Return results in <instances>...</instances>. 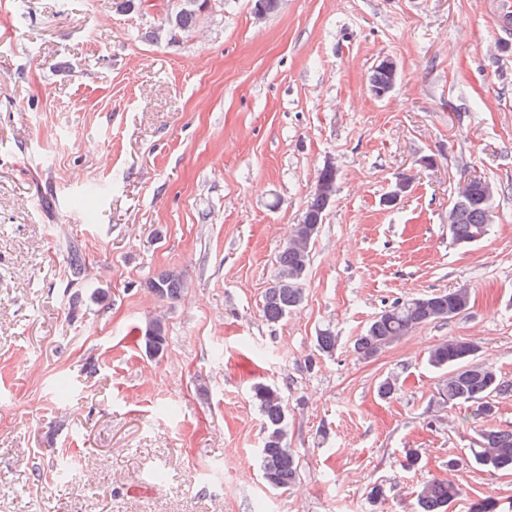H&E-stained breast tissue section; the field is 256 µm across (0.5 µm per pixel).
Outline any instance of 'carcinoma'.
I'll return each mask as SVG.
<instances>
[{
    "instance_id": "1",
    "label": "carcinoma",
    "mask_w": 512,
    "mask_h": 512,
    "mask_svg": "<svg viewBox=\"0 0 512 512\" xmlns=\"http://www.w3.org/2000/svg\"><path fill=\"white\" fill-rule=\"evenodd\" d=\"M207 0H179V5L167 16L171 29L180 33L194 30L198 16ZM395 76L381 60L372 69L368 86L389 89ZM336 168L323 167L317 174L300 223L294 226L288 241L280 251L277 267L263 295L262 315L269 323H278L295 310L304 299V285L311 261L312 245L324 218L336 198ZM495 195L485 193L481 180L473 179L458 190L449 208L455 213L448 225L451 239L468 246L483 239L493 218ZM71 276H86L82 252L69 250ZM186 287L183 275L169 269L160 272L150 282L153 292L164 299H178ZM471 293L467 288L396 300L374 317L367 329L354 341V351L363 359L373 358L401 338L431 322H449L469 310ZM141 345L149 357L163 353L167 344V329L159 318H152L141 328ZM480 346L473 340L450 338L436 344L428 353L429 364L446 372L439 389L443 404L450 407L478 404V410L490 416L495 413L494 400L512 396V385L503 381L497 371L479 360ZM251 400L262 419L263 440L259 449L260 468L266 484L275 490L292 489L299 476V462L288 445V407L285 396L276 387L257 383L251 388ZM474 462L487 472L512 471V428H485L478 433L476 447L471 449ZM456 462L448 461V475L422 484L416 493L417 512H447L448 506L466 496L456 478ZM469 512H501L493 497L471 501Z\"/></svg>"
}]
</instances>
